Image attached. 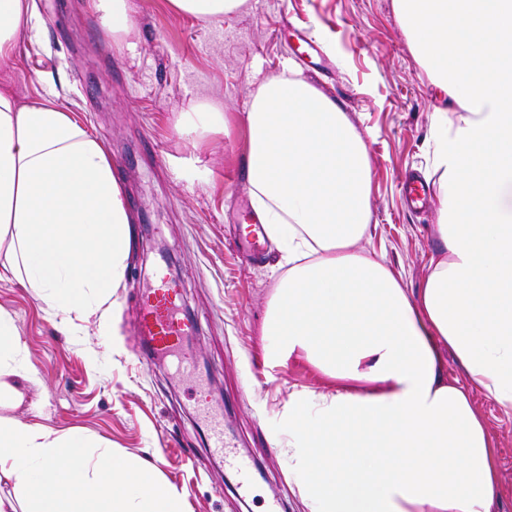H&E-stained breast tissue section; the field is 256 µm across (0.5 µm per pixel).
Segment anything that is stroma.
I'll list each match as a JSON object with an SVG mask.
<instances>
[{
  "label": "stroma",
  "instance_id": "35a3bbf8",
  "mask_svg": "<svg viewBox=\"0 0 512 512\" xmlns=\"http://www.w3.org/2000/svg\"><path fill=\"white\" fill-rule=\"evenodd\" d=\"M126 2L124 43L102 27L90 0H29L32 21L0 60L1 93L21 105L56 102L102 143L133 227L123 287L73 323L23 287L0 255V311L11 316L18 343L12 364L36 376L20 381L25 402L13 415L138 457L184 496L187 512H265L273 494L284 512H307L288 462V402L300 392H333L336 382L303 358L270 356L275 339L263 324L278 254L268 239L255 257L236 244L257 219L245 166L251 96L281 72L285 37L310 28L331 67L309 64L302 73L346 112L370 154L371 228L357 249L383 254L415 289L443 244L434 206L409 211L402 183L420 172L437 186L431 115L450 101L413 54L393 0H246L211 22L171 0ZM203 101L221 107L223 127L186 134L183 113ZM173 263L182 307L196 322V369L211 375L202 390L169 360L137 359L140 301ZM105 315L117 319L116 334L101 331ZM202 397L223 409L236 450L254 463L247 496L206 445ZM474 402L499 448L505 495L496 512H512V414L479 396Z\"/></svg>",
  "mask_w": 512,
  "mask_h": 512
}]
</instances>
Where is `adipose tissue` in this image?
<instances>
[{"label":"adipose tissue","instance_id":"adipose-tissue-1","mask_svg":"<svg viewBox=\"0 0 512 512\" xmlns=\"http://www.w3.org/2000/svg\"><path fill=\"white\" fill-rule=\"evenodd\" d=\"M431 83L442 252L422 288L355 246L370 229L371 160L346 114L291 70L246 121L253 204L281 254L266 332L276 355L335 379L288 403V453L309 512H494L496 447L471 394L512 413V0H394ZM28 0H0V59ZM131 220L99 140L53 103L0 93V244L20 283L65 314L121 287ZM17 347L0 313V512H186L135 457L11 417ZM451 351L466 382L449 381Z\"/></svg>","mask_w":512,"mask_h":512}]
</instances>
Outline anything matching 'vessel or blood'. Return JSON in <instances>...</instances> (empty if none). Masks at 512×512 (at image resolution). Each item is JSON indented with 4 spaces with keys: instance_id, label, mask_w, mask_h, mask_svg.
Wrapping results in <instances>:
<instances>
[{
    "instance_id": "b4317fda",
    "label": "vessel or blood",
    "mask_w": 512,
    "mask_h": 512,
    "mask_svg": "<svg viewBox=\"0 0 512 512\" xmlns=\"http://www.w3.org/2000/svg\"><path fill=\"white\" fill-rule=\"evenodd\" d=\"M182 291L175 284L160 281L142 299L137 330L146 346L139 355L147 362L160 356H174L182 362H190L192 323L184 321L178 312ZM199 413L205 423L209 448L222 456L225 463L237 476V487L242 493H250L253 488L252 465L247 459L238 456L224 436V421L214 414L208 404H200Z\"/></svg>"
}]
</instances>
